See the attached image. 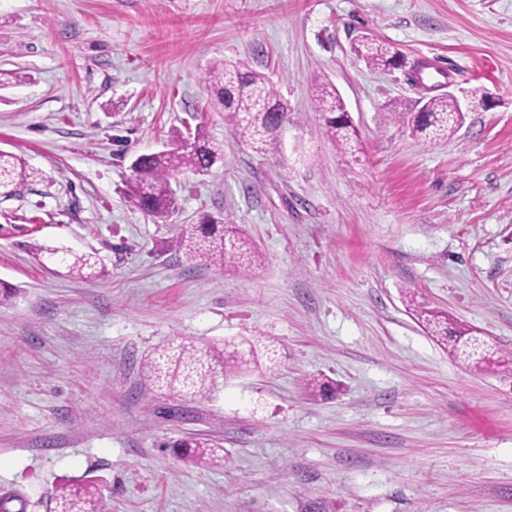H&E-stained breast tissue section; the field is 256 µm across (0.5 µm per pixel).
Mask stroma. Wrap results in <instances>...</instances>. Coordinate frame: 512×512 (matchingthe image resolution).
Masks as SVG:
<instances>
[{
  "label": "stroma",
  "mask_w": 512,
  "mask_h": 512,
  "mask_svg": "<svg viewBox=\"0 0 512 512\" xmlns=\"http://www.w3.org/2000/svg\"><path fill=\"white\" fill-rule=\"evenodd\" d=\"M388 43L372 66L353 43ZM243 64L288 106L266 152L202 81ZM456 76L416 82L421 63ZM0 151L34 175L0 191V497L53 512L97 478L111 512H512V362L468 366L403 294L512 355V0H0ZM329 78L362 149L326 135ZM481 87L448 138L413 130L425 101ZM223 142L154 220L132 161L178 134ZM224 216L263 256L248 273L188 262L181 225ZM92 253L68 275L38 247ZM262 337L276 364L175 399L142 366L184 339ZM326 383L310 393L308 378ZM189 434L224 464L176 457Z\"/></svg>",
  "instance_id": "35a3bbf8"
}]
</instances>
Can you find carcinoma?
I'll list each match as a JSON object with an SVG mask.
<instances>
[{
  "label": "carcinoma",
  "instance_id": "cac0c4a2",
  "mask_svg": "<svg viewBox=\"0 0 512 512\" xmlns=\"http://www.w3.org/2000/svg\"><path fill=\"white\" fill-rule=\"evenodd\" d=\"M357 56L373 66L397 63V54L374 39H365L354 48ZM207 90L224 110L226 121L256 152L272 144L278 126L274 114H285V107L265 77L246 67L228 68L214 61L204 73ZM319 111L326 122L327 133L336 146L347 151L358 142L344 103L334 85L328 81L316 89ZM462 121V112L452 97L428 101L425 111L418 113L414 129L443 136L454 131ZM224 160V145L212 140L201 128L194 134L179 136L164 150L139 155L131 167L128 195L143 213L157 219L166 217L175 206L171 186L173 174L183 170L204 172ZM24 162L16 155L0 151V188L28 178ZM179 248L196 264L232 267L246 271L257 262L259 253L253 241L235 224L222 218H209L200 224H183L179 232ZM47 259L59 263L80 278L98 275L101 268L92 254H74L58 248L45 250ZM422 326L458 357L478 366H491L488 352H478L481 343L472 331L458 325L448 327V314L424 304L414 305L413 296L406 297ZM248 349L235 343L199 347L181 341L155 352L148 359L147 377L156 387L174 398L201 395L215 387L216 378L235 376L268 355L269 345L257 338L247 342ZM174 447L182 449L179 456H190L194 462L207 466L224 463V448L219 442L202 435L187 436ZM54 512H108L107 503L92 480H74L59 487L54 495Z\"/></svg>",
  "mask_w": 512,
  "mask_h": 512
}]
</instances>
